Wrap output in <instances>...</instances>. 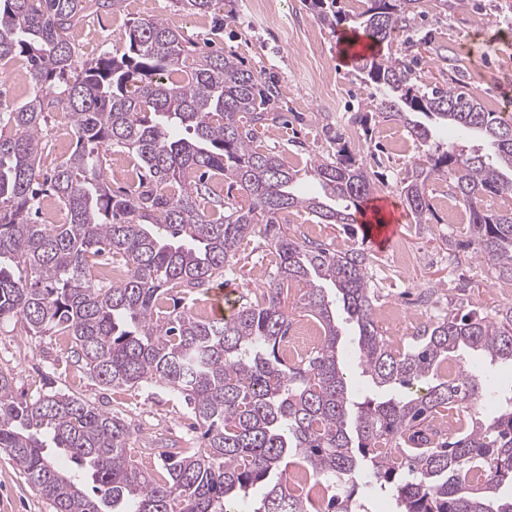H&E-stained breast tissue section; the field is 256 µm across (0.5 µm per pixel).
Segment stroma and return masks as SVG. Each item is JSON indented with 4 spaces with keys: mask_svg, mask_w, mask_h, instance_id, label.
<instances>
[{
    "mask_svg": "<svg viewBox=\"0 0 512 512\" xmlns=\"http://www.w3.org/2000/svg\"><path fill=\"white\" fill-rule=\"evenodd\" d=\"M346 20L337 29L321 25L303 0H266L265 14L253 12L249 0H219L206 14L180 10L175 0H124L121 10L102 9L85 23L86 39L74 44L77 61L92 59L86 41H96L101 52L122 51L129 25L153 15L166 19L193 43L196 53L235 56L243 67L258 71L277 91L273 107L279 120L261 127L258 142L295 169L315 159L335 156L337 147L323 134L331 127L342 133L370 175L375 192L364 210L387 207L388 223L397 227L393 243L405 244L419 258L410 276L392 264L390 248L376 249L360 228L319 224L304 212L281 214L283 231L301 235L313 227L317 241L344 249L356 247L368 256V272L376 290V306L417 303L426 289H436V314L470 307L490 312L512 305V288L500 287L494 271L470 252L455 251L458 225L449 223L440 203L447 196L445 181L429 183L431 210L416 221L407 210L401 180L420 153L403 124L374 117L369 126L359 118L369 113L380 92L367 81L342 46V34L351 33L355 15L365 0H337ZM382 53L404 59L427 86H444L456 80L476 91L483 104L498 102L501 112L512 115V0H423V11L396 31ZM263 238L251 237L239 261L218 285L227 290L226 310L238 297L262 287L268 258ZM336 318L344 329L340 357L348 362L352 394L365 398L378 394L371 379L354 366L356 330L344 312ZM66 343L59 336L27 337L0 328V371L14 378L17 391L27 395L53 384L96 407L123 418L136 437L134 459L144 469L158 468L151 452L163 439L178 447L198 445V432L183 401L165 386L112 389L92 379L76 364L67 363ZM0 512H53L52 506L24 482L18 465L0 455Z\"/></svg>",
    "mask_w": 512,
    "mask_h": 512,
    "instance_id": "stroma-1",
    "label": "stroma"
}]
</instances>
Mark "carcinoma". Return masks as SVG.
<instances>
[{"mask_svg": "<svg viewBox=\"0 0 512 512\" xmlns=\"http://www.w3.org/2000/svg\"><path fill=\"white\" fill-rule=\"evenodd\" d=\"M122 2L0 0V60L25 58L34 88L25 103L0 111V325L67 337L71 357L104 386H165L190 408L202 447L161 452L162 471L149 472L131 457L123 419L53 388L19 395L0 371V452L54 512H231L261 484L268 491L251 512H367L362 487L390 494L396 512H512V496L498 494L512 485V394L499 415L483 418L477 405L490 393L455 360L471 349L512 363V306L437 317L403 348L387 341L364 252L287 235L278 222L303 210L318 224L356 223L353 210L375 187L342 134L329 132L336 158L306 170L323 194L300 196L299 171L255 146L270 99L235 57L189 63L179 30L148 16L129 26L121 55L78 65L71 30L88 10ZM306 2L321 24L342 22L327 0ZM367 2L359 28L372 46L390 41L420 5ZM358 69L384 91L375 110L405 123L424 147L402 181L412 213L429 211V180L448 181L469 211L456 247L511 287L512 118L487 110L465 86L423 88L392 55L364 56ZM56 109L68 115L76 148L41 181L43 125ZM412 113L475 132L484 147L434 148ZM114 147L138 158L146 183L112 193ZM199 170L239 183L248 204L206 214L208 187L191 180ZM43 194L65 207L69 223L31 222ZM256 234L274 255L267 287L240 297L222 319L167 310L173 289L205 292L224 278ZM105 253L124 263L121 282L96 278L92 258ZM300 286L320 342L288 359L287 302ZM337 303L356 327L362 373L404 393L353 400ZM52 448L79 475L59 467Z\"/></svg>", "mask_w": 512, "mask_h": 512, "instance_id": "obj_1", "label": "carcinoma"}]
</instances>
